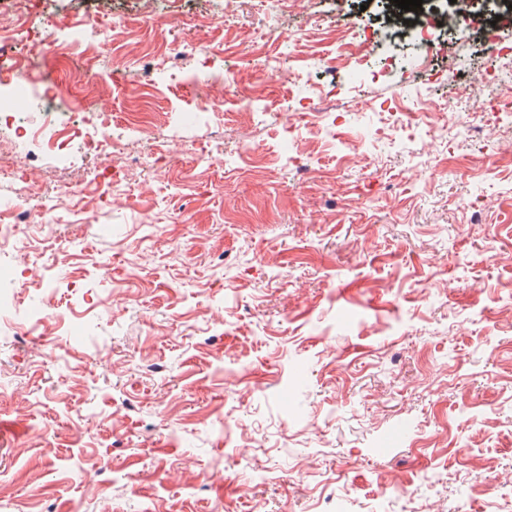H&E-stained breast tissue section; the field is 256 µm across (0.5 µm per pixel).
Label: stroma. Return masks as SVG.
Returning a JSON list of instances; mask_svg holds the SVG:
<instances>
[{
  "label": "stroma",
  "mask_w": 512,
  "mask_h": 512,
  "mask_svg": "<svg viewBox=\"0 0 512 512\" xmlns=\"http://www.w3.org/2000/svg\"><path fill=\"white\" fill-rule=\"evenodd\" d=\"M111 17L127 37L75 41ZM352 21L380 41L378 78L341 73L331 131L299 114ZM29 24L74 40L41 48L43 83L85 64L114 126L107 153L51 167L34 144L0 177V204L23 181L57 205L50 223L29 198L19 235L47 245L9 258L0 512H512V132L465 93L482 30L449 34L463 61L432 56L434 82L392 61L374 0H42ZM190 44L207 79L170 63ZM397 100L433 114L400 122ZM17 110L87 121L30 94ZM137 112L163 157L123 174ZM49 308L50 346L14 336Z\"/></svg>",
  "instance_id": "obj_1"
}]
</instances>
